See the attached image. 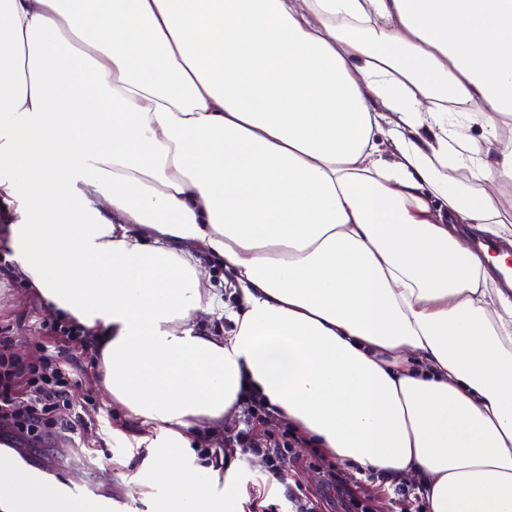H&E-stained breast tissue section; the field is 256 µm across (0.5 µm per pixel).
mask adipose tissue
Returning <instances> with one entry per match:
<instances>
[{"mask_svg":"<svg viewBox=\"0 0 512 512\" xmlns=\"http://www.w3.org/2000/svg\"><path fill=\"white\" fill-rule=\"evenodd\" d=\"M509 116L512 0H0L10 259L162 512H240L236 451L220 499L174 451L247 392L427 512H512V293L463 237L512 236Z\"/></svg>","mask_w":512,"mask_h":512,"instance_id":"1","label":"adipose tissue"}]
</instances>
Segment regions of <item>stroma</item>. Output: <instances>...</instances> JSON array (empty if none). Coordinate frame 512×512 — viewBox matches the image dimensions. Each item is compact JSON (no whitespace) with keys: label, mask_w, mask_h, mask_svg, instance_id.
I'll use <instances>...</instances> for the list:
<instances>
[{"label":"stroma","mask_w":512,"mask_h":512,"mask_svg":"<svg viewBox=\"0 0 512 512\" xmlns=\"http://www.w3.org/2000/svg\"><path fill=\"white\" fill-rule=\"evenodd\" d=\"M15 217L13 206L0 202V328L11 329L10 351L31 359L40 346H53L49 327L58 316L47 309L8 258L3 229ZM73 358L81 378L73 406L85 425L76 434L60 433L46 439L32 449V456L44 461L49 482L65 484L80 471L101 493L123 498L118 512H152L158 487L150 477L149 450L137 439L138 426L118 412L113 413L110 427L99 425L100 409L110 407L111 402L97 387L90 342L79 344ZM107 449L112 452L108 461L103 458ZM290 455V462L276 478L269 474L261 456H241L242 479L258 501L253 512H288L286 497L290 494L312 501L316 512H348L345 499L324 485L322 469L307 465V449H291Z\"/></svg>","instance_id":"obj_1"}]
</instances>
